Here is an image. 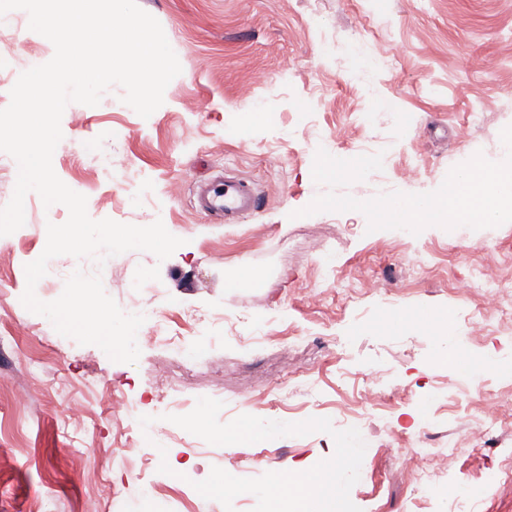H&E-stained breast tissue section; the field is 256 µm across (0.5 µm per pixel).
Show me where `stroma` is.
<instances>
[{
  "label": "stroma",
  "mask_w": 512,
  "mask_h": 512,
  "mask_svg": "<svg viewBox=\"0 0 512 512\" xmlns=\"http://www.w3.org/2000/svg\"><path fill=\"white\" fill-rule=\"evenodd\" d=\"M137 2L161 24L181 74L146 119L118 85L98 105L69 104L52 165L86 197L92 219L159 220L183 239L163 261L146 251L124 256L103 281L121 309L154 310L163 342L141 346L137 363H117L23 306L26 264L42 254L48 224L69 216L29 194L24 225L0 236V512H137L146 498L174 501L177 512H225L193 487L212 468L245 478L308 470L332 457V437L214 446L175 426L159 448L113 419L111 396L162 416L210 397L223 400L228 421L316 417L343 430L360 415L352 403L374 368L387 399L362 414L366 450L350 491L361 512H512V380L487 367L512 361V321L485 312L475 285L486 243L497 250V278L512 279V223L415 235L368 232L357 211L294 215L327 190L312 178L320 148L382 153V170L344 188L359 200L431 192L475 153L498 158L500 132L512 125V0ZM28 23L24 12L0 23V53L9 54L0 63V109L20 74L54 55ZM259 112L272 123L256 121ZM411 167L420 170L412 181ZM224 173L251 182L259 198L235 224L197 209L198 185ZM311 227L322 229L320 243L307 238ZM91 266L51 259L37 297L55 300L74 269ZM361 267L381 279L384 297L364 287ZM244 272L252 287L226 288ZM464 279L474 286L461 296ZM314 290L324 292L322 304L307 302ZM175 298L201 322L180 317ZM202 336L213 341L212 357L167 389L155 366L180 364ZM464 341L474 356L467 374L442 360ZM287 372L309 380L269 407L262 389ZM475 376L499 396L497 420H480ZM66 392L87 403L85 416H66ZM421 426L447 450L446 462L430 463L426 486L405 462L406 438ZM131 440L139 457L116 467L113 457ZM163 462L170 473L160 472Z\"/></svg>",
  "instance_id": "obj_1"
}]
</instances>
